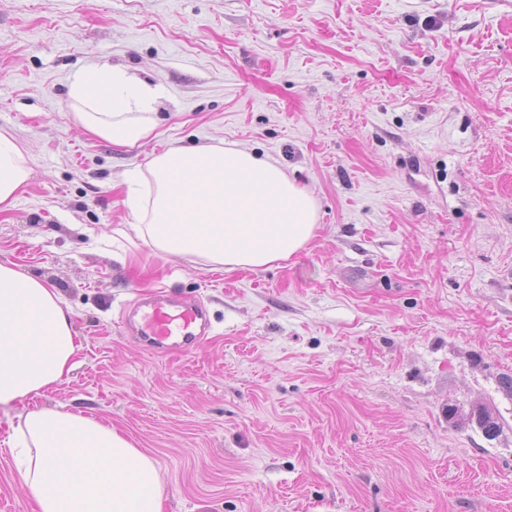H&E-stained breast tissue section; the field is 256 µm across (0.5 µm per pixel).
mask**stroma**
<instances>
[{
  "label": "stroma",
  "mask_w": 512,
  "mask_h": 512,
  "mask_svg": "<svg viewBox=\"0 0 512 512\" xmlns=\"http://www.w3.org/2000/svg\"><path fill=\"white\" fill-rule=\"evenodd\" d=\"M112 66L165 91L132 148L67 106ZM0 130L32 153L0 263L58 288L83 343L41 402L132 436L164 512H512V0H0ZM222 141L312 191L305 250L212 272L116 236L124 176ZM163 287L208 301L199 352L122 328ZM8 429L0 512H34Z\"/></svg>",
  "instance_id": "stroma-1"
}]
</instances>
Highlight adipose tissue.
<instances>
[{"mask_svg":"<svg viewBox=\"0 0 512 512\" xmlns=\"http://www.w3.org/2000/svg\"><path fill=\"white\" fill-rule=\"evenodd\" d=\"M161 87L121 68L94 83L75 79L68 105L85 133L118 146L152 135ZM30 153L0 132V212L31 176ZM136 217L124 238L163 257L197 258L213 271L285 262L317 230V204L271 157L234 146H173L127 176ZM73 312L57 289L0 264V408L41 395L68 377L81 348ZM36 512H164L157 461L104 419L63 407L19 413L7 439Z\"/></svg>","mask_w":512,"mask_h":512,"instance_id":"obj_1","label":"adipose tissue"}]
</instances>
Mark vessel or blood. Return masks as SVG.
I'll use <instances>...</instances> for the list:
<instances>
[{"instance_id":"obj_1","label":"vessel or blood","mask_w":512,"mask_h":512,"mask_svg":"<svg viewBox=\"0 0 512 512\" xmlns=\"http://www.w3.org/2000/svg\"><path fill=\"white\" fill-rule=\"evenodd\" d=\"M121 323L144 351L162 358L200 350L212 332L206 301L188 299L165 288L130 302L122 311Z\"/></svg>"}]
</instances>
